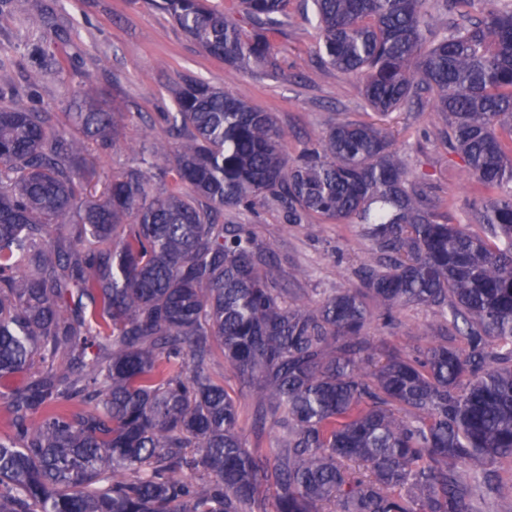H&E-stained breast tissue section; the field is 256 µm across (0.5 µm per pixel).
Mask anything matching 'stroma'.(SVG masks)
Wrapping results in <instances>:
<instances>
[{
	"instance_id": "35a3bbf8",
	"label": "stroma",
	"mask_w": 512,
	"mask_h": 512,
	"mask_svg": "<svg viewBox=\"0 0 512 512\" xmlns=\"http://www.w3.org/2000/svg\"><path fill=\"white\" fill-rule=\"evenodd\" d=\"M291 22L276 41L277 66L265 73L235 71L206 53L166 12L149 0H0V53L14 64L0 71V83L17 90L16 102L28 100L27 73H44L37 95L50 111H65L83 87L86 73L96 76L94 92L119 111L121 134L111 152L96 158L107 176L140 158L146 135L144 116L175 111L173 91L186 80L200 79L249 104L274 113L288 134V149L316 139L328 122L370 120L362 81L345 76L317 56L316 21L310 5L291 0ZM50 13L52 29L40 30L34 18ZM41 55H30L32 44ZM409 171L428 174L439 196L465 202L469 189L440 136L444 123L432 108L396 112L386 123ZM228 224H245L274 252L272 273L297 304H314L339 288L357 286V261L367 242L355 224H323L319 234L307 225L288 223L274 201L256 210L228 209ZM433 312L420 305L400 308L394 324L372 319L366 334L379 352H408L436 337Z\"/></svg>"
}]
</instances>
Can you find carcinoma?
Listing matches in <instances>:
<instances>
[{
  "label": "carcinoma",
  "mask_w": 512,
  "mask_h": 512,
  "mask_svg": "<svg viewBox=\"0 0 512 512\" xmlns=\"http://www.w3.org/2000/svg\"><path fill=\"white\" fill-rule=\"evenodd\" d=\"M229 2L158 6L229 67H274L288 0ZM474 2L312 5L322 59L378 116L437 93L483 237L374 123H332L288 160L273 113L191 80L101 183L90 151L112 150L115 113L84 91L65 125L0 92V381L40 361L0 393V512H475L462 469L489 489L512 472V0ZM270 200L315 231L362 225L360 288L289 302L274 253L224 223ZM409 304L468 350L378 354L373 309ZM215 344L277 451L244 446Z\"/></svg>",
  "instance_id": "cac0c4a2"
}]
</instances>
